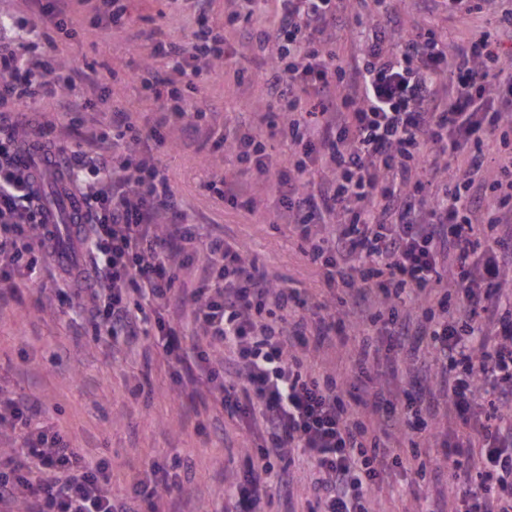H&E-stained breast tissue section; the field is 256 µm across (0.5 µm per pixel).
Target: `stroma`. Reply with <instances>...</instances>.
<instances>
[{
  "label": "stroma",
  "mask_w": 512,
  "mask_h": 512,
  "mask_svg": "<svg viewBox=\"0 0 512 512\" xmlns=\"http://www.w3.org/2000/svg\"><path fill=\"white\" fill-rule=\"evenodd\" d=\"M162 6L163 0H130L125 33L107 35L83 25L70 36L41 42L38 55L60 57L75 69L91 64L99 74L98 86L89 93L90 107L67 130L68 144H87L93 128H108L115 101H137L144 68L167 77L164 59L152 54L151 18ZM401 12L407 29L436 30L451 49L469 25L468 20L449 18L440 2L427 11L420 0H402ZM225 38L232 55L207 68L194 98L202 107L223 102L220 121L252 120L258 134L269 136L257 122L267 110L264 71L238 32L226 31ZM240 69L249 74L241 86L234 79ZM161 168L194 222L222 225L229 238L245 244L251 255L266 263L277 281L316 290L319 272L283 219L264 208L230 206L208 189L214 178L234 177L231 151L207 158L177 145L162 154ZM63 309L60 293H42L34 286L19 289L8 304L0 303V385L29 396L84 455L105 459L112 472L113 494L141 488L150 481L152 461L178 456L188 468L170 501L181 512H213L216 491L224 481L242 474L261 437L230 417L205 388H185L184 379L196 375V368L169 361L158 336L150 333L120 342L106 357L90 320L64 314ZM388 444L405 451L397 474L404 496L381 492L385 512H415L418 498L434 489L445 500L455 501L457 480L444 476L435 488L419 481L418 463L406 451L407 440L393 437Z\"/></svg>",
  "instance_id": "obj_1"
}]
</instances>
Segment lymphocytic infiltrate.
I'll use <instances>...</instances> for the list:
<instances>
[{
  "label": "lymphocytic infiltrate",
  "instance_id": "lymphocytic-infiltrate-1",
  "mask_svg": "<svg viewBox=\"0 0 512 512\" xmlns=\"http://www.w3.org/2000/svg\"><path fill=\"white\" fill-rule=\"evenodd\" d=\"M399 0H233L223 22L211 0H194L196 28L184 41L159 40L154 53L170 75L152 70L141 87L158 108L113 107L88 162L69 150L60 177L96 180L80 221L94 235L92 261L59 267L73 311L112 338L132 339L150 319L165 352L193 361L207 390L249 421L264 445L243 478L225 482V501L263 512L272 483L293 495L308 473L309 512H380L374 491L396 490L401 456L387 438L418 439V415L440 400L452 411L448 459L464 512H512V71L499 48L512 43V12L470 30L448 55L433 30L402 27ZM55 14L103 29L127 24V0H21L0 22V105L53 95L58 83L92 82L60 59L34 52L46 36L34 17ZM228 26L241 27L265 68L268 110L261 120L288 142L277 159L252 125L225 126L238 173L274 180L275 210L320 272L322 300L306 313L300 289L277 283L267 266L216 228L190 222L163 174L158 153L180 132L208 150L216 112L185 92L203 61L229 56ZM359 27L353 53L330 31ZM54 150L25 113L0 112V288L32 285L54 246L40 219L41 190L24 148ZM462 175L439 184L449 167ZM359 335L351 372L322 373L315 349L335 345L343 326ZM382 327L379 348L374 327ZM191 337L185 349L183 337ZM429 337L417 395L372 384L415 357L410 339ZM23 431L0 450V512H164L182 464L152 462L150 486L115 498L105 461L84 456L63 428L31 401L0 388V434Z\"/></svg>",
  "mask_w": 512,
  "mask_h": 512
}]
</instances>
